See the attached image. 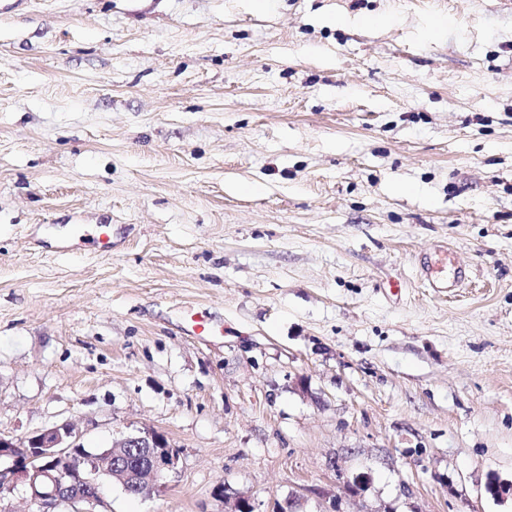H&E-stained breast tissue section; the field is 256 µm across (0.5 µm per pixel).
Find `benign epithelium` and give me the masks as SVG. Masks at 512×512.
<instances>
[{
	"label": "benign epithelium",
	"instance_id": "7a95c632",
	"mask_svg": "<svg viewBox=\"0 0 512 512\" xmlns=\"http://www.w3.org/2000/svg\"><path fill=\"white\" fill-rule=\"evenodd\" d=\"M133 448L144 459L138 471L119 474L122 487L158 481L172 470L179 452L168 437L157 430L146 429L127 436L102 451L91 450L81 442L73 425H53L24 438L0 435V512H15L11 497L23 487L29 492V512H56L61 505H103L101 479L112 477L114 449ZM214 496L228 505L227 512H239L252 505L250 498L230 495L224 486Z\"/></svg>",
	"mask_w": 512,
	"mask_h": 512
}]
</instances>
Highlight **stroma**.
I'll use <instances>...</instances> for the list:
<instances>
[{
	"mask_svg": "<svg viewBox=\"0 0 512 512\" xmlns=\"http://www.w3.org/2000/svg\"><path fill=\"white\" fill-rule=\"evenodd\" d=\"M64 422L180 452L107 512H512V9L0 0V434Z\"/></svg>",
	"mask_w": 512,
	"mask_h": 512,
	"instance_id": "obj_1",
	"label": "stroma"
}]
</instances>
